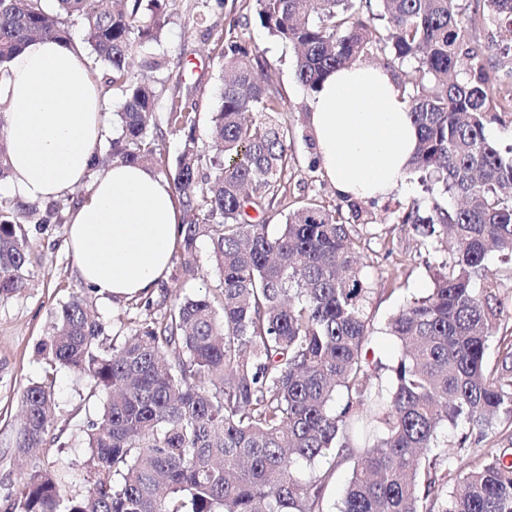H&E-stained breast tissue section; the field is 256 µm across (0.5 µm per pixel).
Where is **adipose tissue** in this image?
<instances>
[{
  "label": "adipose tissue",
  "instance_id": "obj_1",
  "mask_svg": "<svg viewBox=\"0 0 512 512\" xmlns=\"http://www.w3.org/2000/svg\"><path fill=\"white\" fill-rule=\"evenodd\" d=\"M8 71L0 81V134L11 165L5 191L43 201L88 184L68 224L79 277L105 299L147 294L166 278L177 241L170 183L139 165L97 168L104 100L81 49L36 38ZM308 123L339 196L380 202L402 186L418 133L390 70L363 62L329 74Z\"/></svg>",
  "mask_w": 512,
  "mask_h": 512
}]
</instances>
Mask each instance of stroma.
<instances>
[{
  "label": "stroma",
  "mask_w": 512,
  "mask_h": 512,
  "mask_svg": "<svg viewBox=\"0 0 512 512\" xmlns=\"http://www.w3.org/2000/svg\"><path fill=\"white\" fill-rule=\"evenodd\" d=\"M231 35L256 48L272 66L274 84L285 107L279 120L290 130L289 165L279 179L277 197L265 212L264 222L274 231L299 206L337 208L340 198L322 172L311 166L314 142L308 112L312 96L295 78L294 50L260 25L255 0H224L220 6L205 4L204 0H168L162 43L169 61L167 69L152 72L141 68L139 55H132L131 63L138 66L139 76L153 84L158 94L150 121L151 128L160 131L155 140L154 171L172 169L182 150L181 135L167 125V109L186 98L196 104L199 145L206 156L214 155L206 131L224 82L222 51ZM430 195L441 203L447 200L438 190ZM430 195L417 176H410L396 195L370 206V224L356 227L361 275L371 290L367 302L371 334L365 352L368 359L387 365L397 361L403 350L386 333V324L408 301L429 293L439 261L421 246L413 225L397 223L396 217L411 200ZM27 230L31 245L26 270L29 286L0 299V512H6L18 487L38 467L55 473L65 497L83 498L91 486L86 429L103 400L89 397L86 375L62 365L48 367L38 352L39 344L54 332L60 305L75 295L86 297L104 326L100 342L107 347L113 337L133 333L142 322L162 319L171 299L215 293L221 279L203 240L197 245L196 277L184 278L180 258L172 257L167 278L151 295V307H144L139 298L104 300L80 280L76 261L66 247V224H31ZM47 375L55 384L54 423L44 446L23 459L13 444L21 394L29 383Z\"/></svg>",
  "instance_id": "obj_1"
}]
</instances>
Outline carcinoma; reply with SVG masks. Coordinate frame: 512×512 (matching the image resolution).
Returning <instances> with one entry per match:
<instances>
[{
    "label": "carcinoma",
    "instance_id": "1",
    "mask_svg": "<svg viewBox=\"0 0 512 512\" xmlns=\"http://www.w3.org/2000/svg\"><path fill=\"white\" fill-rule=\"evenodd\" d=\"M44 2L0 0V76L35 37L71 45L69 23L78 22L93 76L124 99L111 153L97 164H149L157 92L129 55L151 71L167 67L155 52L167 0H53V13ZM484 2L482 19L511 35L496 66L466 40L476 17L459 0H255L261 24L296 49V78L311 93L339 67L383 61L420 132L411 170L448 196L445 205L414 199L398 215L441 261L431 292L388 321L403 349L387 366L388 386L372 382L364 354L370 288L353 226L369 212L347 197L345 213L303 206L275 235L249 214L272 204L290 130L278 120L267 64L230 37V77L209 127L222 158L200 150L196 104L186 99L168 111L185 141L165 173L187 215L178 231L183 275L195 277L196 243L206 238L220 293L177 299L163 320L108 349L84 297L61 306L38 350L90 375L91 395L106 397L87 429L93 486L66 498L39 468L10 512H325L332 470L301 481L294 466L356 448L339 512H512V448L474 458L469 443L493 420L512 421V332H500L512 266L483 274L490 255L512 257V147L503 153L484 134L490 115L512 112V98L499 93L512 80V0ZM60 223L57 202L0 195V298L26 288V225ZM52 406L49 381L24 389L17 452L42 445ZM460 423L469 433L456 455L472 461L458 479L448 453L432 448L439 428Z\"/></svg>",
    "mask_w": 512,
    "mask_h": 512
}]
</instances>
